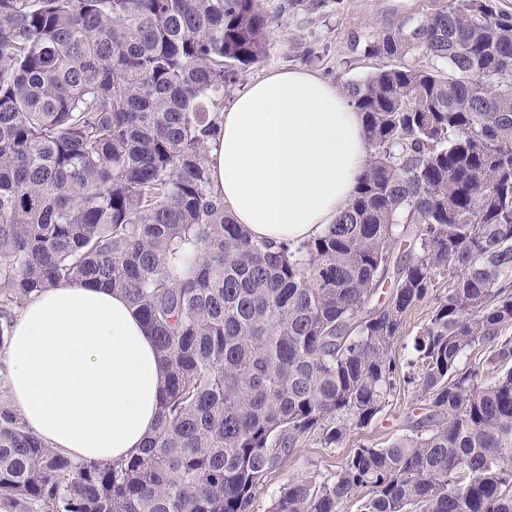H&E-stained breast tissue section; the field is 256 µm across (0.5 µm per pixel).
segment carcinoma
Here are the masks:
<instances>
[{"instance_id": "carcinoma-1", "label": "carcinoma", "mask_w": 512, "mask_h": 512, "mask_svg": "<svg viewBox=\"0 0 512 512\" xmlns=\"http://www.w3.org/2000/svg\"><path fill=\"white\" fill-rule=\"evenodd\" d=\"M270 24L261 0H0V351L32 294L93 281L127 297L164 375L126 461L46 446L0 396L1 505L251 512L302 438L337 447L382 411L406 315L448 274L406 360L428 413L270 512H512V12L436 0L354 41L392 62L346 86L367 164L298 244L233 221L205 150Z\"/></svg>"}]
</instances>
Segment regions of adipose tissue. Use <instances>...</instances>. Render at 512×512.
I'll return each mask as SVG.
<instances>
[{"label": "adipose tissue", "instance_id": "ef3b65f1", "mask_svg": "<svg viewBox=\"0 0 512 512\" xmlns=\"http://www.w3.org/2000/svg\"><path fill=\"white\" fill-rule=\"evenodd\" d=\"M214 194L254 238L321 235L351 200L368 158L346 92L281 69L238 92L207 142ZM17 412L50 447L88 461L126 459L154 431L161 362L124 295L63 282L33 295L5 350Z\"/></svg>", "mask_w": 512, "mask_h": 512}]
</instances>
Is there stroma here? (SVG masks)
I'll return each instance as SVG.
<instances>
[{
  "label": "stroma",
  "instance_id": "35a3bbf8",
  "mask_svg": "<svg viewBox=\"0 0 512 512\" xmlns=\"http://www.w3.org/2000/svg\"><path fill=\"white\" fill-rule=\"evenodd\" d=\"M285 2L261 0L264 11L275 19L265 52L258 62L237 70L226 83L225 101H232L247 84L272 70L307 69L342 88L363 80L382 62L364 58L353 47L355 38L366 37L376 29L429 9L432 4V0H308L305 9L291 12ZM448 286L447 276H438L431 297L408 313L395 345L397 362L409 357L414 338L431 318L437 300L447 296ZM423 405L415 387L397 379L396 388L378 417L367 427L351 429L341 447H324L313 435L299 442L294 452L265 478L253 512H269L280 488L294 478L329 477L351 449L387 445L405 433L411 416L419 414Z\"/></svg>",
  "mask_w": 512,
  "mask_h": 512
}]
</instances>
